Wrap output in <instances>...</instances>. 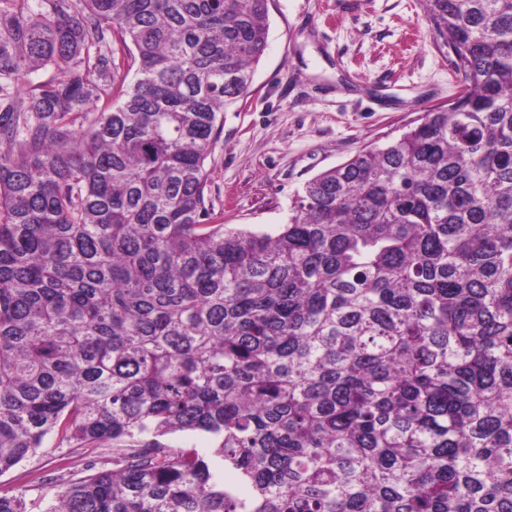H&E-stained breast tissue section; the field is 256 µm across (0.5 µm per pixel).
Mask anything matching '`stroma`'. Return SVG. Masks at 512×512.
Wrapping results in <instances>:
<instances>
[{
	"instance_id": "1",
	"label": "stroma",
	"mask_w": 512,
	"mask_h": 512,
	"mask_svg": "<svg viewBox=\"0 0 512 512\" xmlns=\"http://www.w3.org/2000/svg\"><path fill=\"white\" fill-rule=\"evenodd\" d=\"M269 23L252 85L225 110L206 161L215 223L265 232L287 222L307 180L461 90L420 0H269ZM111 468V444L72 448L51 435L0 475V490L45 512L71 483Z\"/></svg>"
}]
</instances>
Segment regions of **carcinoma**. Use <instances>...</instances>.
Instances as JSON below:
<instances>
[{
  "mask_svg": "<svg viewBox=\"0 0 512 512\" xmlns=\"http://www.w3.org/2000/svg\"><path fill=\"white\" fill-rule=\"evenodd\" d=\"M268 2L0 0V476L53 434L117 456L47 512H512V0H422L459 96L272 233L205 167ZM166 443L173 448H196L204 456H210L214 446L210 437L201 432H176L167 436Z\"/></svg>",
  "mask_w": 512,
  "mask_h": 512,
  "instance_id": "1",
  "label": "carcinoma"
}]
</instances>
